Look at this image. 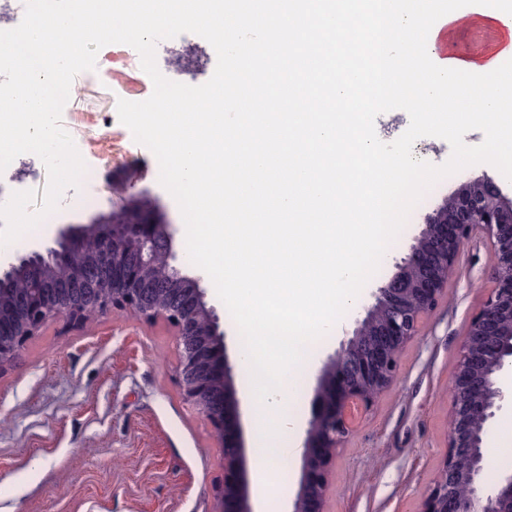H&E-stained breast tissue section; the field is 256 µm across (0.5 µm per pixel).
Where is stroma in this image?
Returning <instances> with one entry per match:
<instances>
[{
  "instance_id": "1",
  "label": "stroma",
  "mask_w": 512,
  "mask_h": 512,
  "mask_svg": "<svg viewBox=\"0 0 512 512\" xmlns=\"http://www.w3.org/2000/svg\"><path fill=\"white\" fill-rule=\"evenodd\" d=\"M179 57L186 65L178 82L198 86L215 71V50L196 34L157 43L159 70L170 69ZM79 78L80 93L69 99L62 124L86 165L99 174V202L94 210L66 214L65 222L90 224L138 198L143 205L136 215L143 223L182 224L176 201L159 181L155 155L118 118V100L140 102L153 92L139 55L125 44L107 45L97 55L94 73ZM484 173L512 196V182L489 164L438 182L412 209L377 273L322 338L303 373L287 381L286 412L293 419L296 452L289 467L272 473L273 483L289 493L299 484L311 400L324 362L408 252L425 214ZM177 253L185 273L201 276L206 301L226 334L246 470L254 472L258 404L239 361V330L211 278L191 263L185 239H178ZM488 272L489 248L473 238L447 296L419 339L402 351L394 386L337 457L326 512H417L447 452L449 387L464 335L486 298ZM177 365L175 338L164 322L119 312L82 325L50 322L0 373V512H219L214 494L221 474L219 443L206 418L184 401ZM511 431L507 409L487 433V483L512 469V446L503 444Z\"/></svg>"
}]
</instances>
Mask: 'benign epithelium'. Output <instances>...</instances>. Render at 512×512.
Wrapping results in <instances>:
<instances>
[{
    "mask_svg": "<svg viewBox=\"0 0 512 512\" xmlns=\"http://www.w3.org/2000/svg\"><path fill=\"white\" fill-rule=\"evenodd\" d=\"M477 232L489 245L490 288L451 382L448 451L417 512H512V470L491 488L484 482L487 432L512 405V198L485 173L425 215L406 256L323 364L290 512H324L340 448L397 379L401 351L421 336ZM176 233L173 224L125 216L110 224H67L53 245L0 259V372L54 319L80 324L91 313L125 312L164 321L174 330L183 397L220 441V512H252L224 331L201 279L176 265Z\"/></svg>",
    "mask_w": 512,
    "mask_h": 512,
    "instance_id": "benign-epithelium-1",
    "label": "benign epithelium"
}]
</instances>
